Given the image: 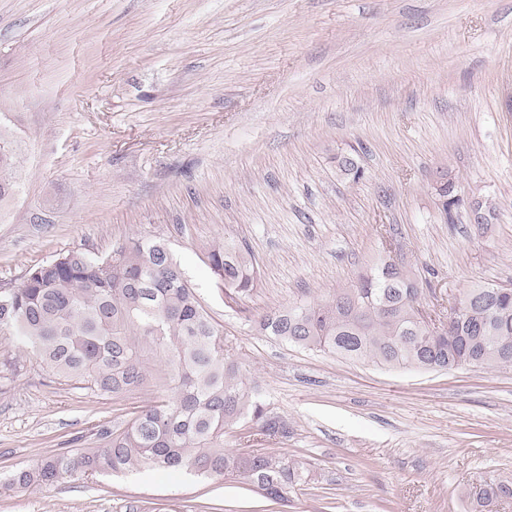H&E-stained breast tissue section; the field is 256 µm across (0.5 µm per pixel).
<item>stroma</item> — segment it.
I'll return each mask as SVG.
<instances>
[{"instance_id": "obj_1", "label": "stroma", "mask_w": 512, "mask_h": 512, "mask_svg": "<svg viewBox=\"0 0 512 512\" xmlns=\"http://www.w3.org/2000/svg\"><path fill=\"white\" fill-rule=\"evenodd\" d=\"M0 126L17 153L0 289L70 250L165 244L288 421L287 438L232 429L225 447L287 453L313 476L274 512H474L485 481L512 478V367L388 370L254 328L381 256L441 317L449 292L512 283V0H0ZM450 179L464 201L448 217ZM227 238L257 263L237 302L206 257ZM7 357L23 368L0 373V512L261 505L243 482L151 467L8 488L151 394L52 382L0 334Z\"/></svg>"}]
</instances>
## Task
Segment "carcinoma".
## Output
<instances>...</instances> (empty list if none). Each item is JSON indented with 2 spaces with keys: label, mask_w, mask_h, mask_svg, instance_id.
Wrapping results in <instances>:
<instances>
[{
  "label": "carcinoma",
  "mask_w": 512,
  "mask_h": 512,
  "mask_svg": "<svg viewBox=\"0 0 512 512\" xmlns=\"http://www.w3.org/2000/svg\"><path fill=\"white\" fill-rule=\"evenodd\" d=\"M16 152L0 129V202L13 193ZM446 215L459 206L452 180L438 189ZM212 272L235 297L255 288L254 256L226 239L211 247ZM416 277L386 259L350 288L276 309L255 321L258 333L305 350L387 368L448 371L460 366H512V287L476 284L458 293L461 312L437 331L417 316ZM0 332L27 344L52 380L99 397L153 396L133 416L96 434L77 453H52L13 472L17 488L52 486L79 475L143 465L242 478L262 498L285 502L312 475L287 454L224 448L228 429L288 438V422L259 398L246 364L224 336L164 244L132 238L105 258L68 251L31 268L0 290ZM512 498V481L493 480L476 493L488 508Z\"/></svg>",
  "instance_id": "1"
}]
</instances>
